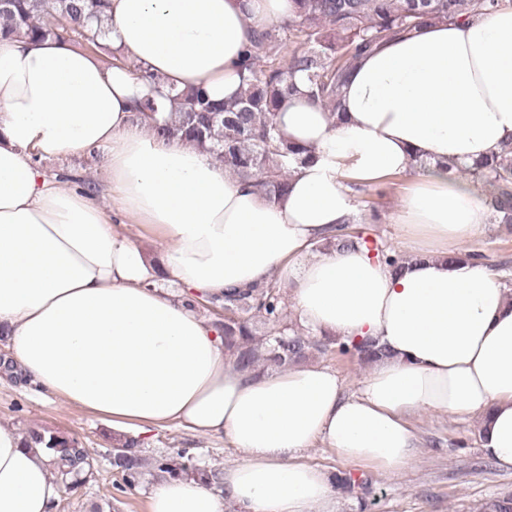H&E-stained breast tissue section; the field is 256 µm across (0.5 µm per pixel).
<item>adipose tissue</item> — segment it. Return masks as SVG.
<instances>
[{
	"label": "adipose tissue",
	"mask_w": 512,
	"mask_h": 512,
	"mask_svg": "<svg viewBox=\"0 0 512 512\" xmlns=\"http://www.w3.org/2000/svg\"><path fill=\"white\" fill-rule=\"evenodd\" d=\"M296 14L294 0H111V66L51 38H0V332L13 361L115 431L175 425L243 454L219 490L162 478L147 512H224L228 501L238 512H336L331 477L299 453L318 443L399 472L419 444L410 417L420 411L475 419L485 456L512 471V286L459 255L490 213L463 171L512 142V6L429 21L363 57L336 117L296 74L277 122L314 160L282 196L136 117L150 91L137 71L232 99L254 34ZM97 150L113 210L167 241L159 261L35 162ZM391 176L408 179L402 271L324 248L356 213L354 186ZM159 271L203 297L277 279L304 328L373 339L389 355L352 393L319 365L240 371L211 321L153 286ZM60 494L42 450L0 426V512H56Z\"/></svg>",
	"instance_id": "obj_1"
}]
</instances>
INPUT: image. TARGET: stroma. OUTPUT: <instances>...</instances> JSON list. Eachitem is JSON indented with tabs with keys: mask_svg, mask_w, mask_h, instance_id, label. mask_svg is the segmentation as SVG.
<instances>
[{
	"mask_svg": "<svg viewBox=\"0 0 512 512\" xmlns=\"http://www.w3.org/2000/svg\"><path fill=\"white\" fill-rule=\"evenodd\" d=\"M39 164L51 175L78 171L81 183L96 185L100 207L110 209V195L103 189L109 176L105 153L65 160L44 156ZM464 248L482 254L494 273L512 282V231L504 225L487 224ZM415 423L420 446L409 464L395 474L344 462L319 446L304 451L305 461L356 480L353 493L338 492L336 512H479L486 499L512 494V471L500 469L484 456L475 420L425 411ZM0 426L21 433L49 428L77 437L88 448L94 473L78 486L62 487L60 512H146V497L156 482L154 463L175 448L186 449L198 468L222 470L242 459L239 451L225 447L223 441L173 426L161 428L141 437L143 474L138 484L125 486L110 463L117 436L105 421L61 399L42 396L29 380L1 369Z\"/></svg>",
	"mask_w": 512,
	"mask_h": 512,
	"instance_id": "1",
	"label": "stroma"
}]
</instances>
